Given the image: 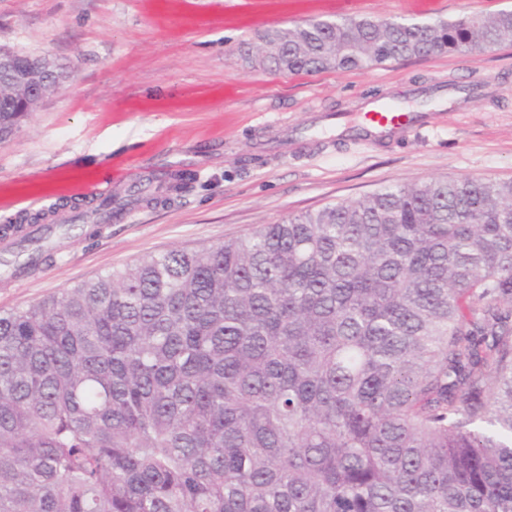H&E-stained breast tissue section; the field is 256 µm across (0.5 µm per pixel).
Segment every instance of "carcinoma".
I'll return each mask as SVG.
<instances>
[{"label":"carcinoma","instance_id":"obj_1","mask_svg":"<svg viewBox=\"0 0 512 512\" xmlns=\"http://www.w3.org/2000/svg\"><path fill=\"white\" fill-rule=\"evenodd\" d=\"M283 74L512 10L268 30ZM0 512H512V181L396 183L0 312Z\"/></svg>","mask_w":512,"mask_h":512}]
</instances>
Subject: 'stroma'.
I'll use <instances>...</instances> for the list:
<instances>
[{"instance_id": "obj_1", "label": "stroma", "mask_w": 512, "mask_h": 512, "mask_svg": "<svg viewBox=\"0 0 512 512\" xmlns=\"http://www.w3.org/2000/svg\"><path fill=\"white\" fill-rule=\"evenodd\" d=\"M512 0H0V49L47 55L63 87L0 140V312L134 263L198 249L394 183L512 180V41L367 70L285 76L261 34L312 17L448 20ZM425 126L364 146L380 102ZM188 178L170 193L171 174ZM100 183L112 218L80 221ZM44 201L45 219L28 206ZM42 247L22 268V243Z\"/></svg>"}]
</instances>
